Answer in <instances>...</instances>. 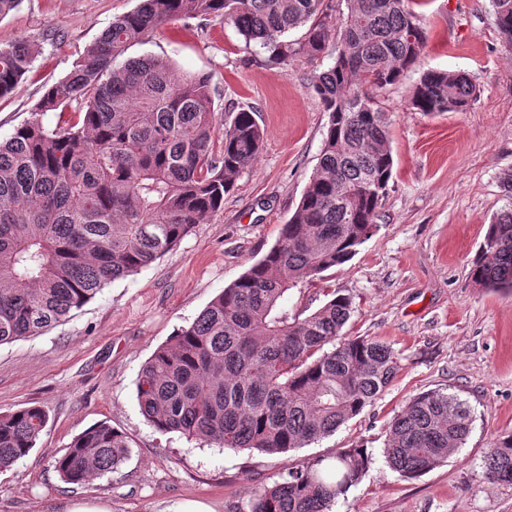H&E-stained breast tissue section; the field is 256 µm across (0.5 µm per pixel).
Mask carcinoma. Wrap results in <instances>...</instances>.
Here are the masks:
<instances>
[{"label": "carcinoma", "instance_id": "1", "mask_svg": "<svg viewBox=\"0 0 512 512\" xmlns=\"http://www.w3.org/2000/svg\"><path fill=\"white\" fill-rule=\"evenodd\" d=\"M413 2L345 0L339 27L334 0H141L112 20L47 90L34 118L0 142V345L67 321L106 285L172 250L221 209L259 157L257 112L241 108L217 132L208 77L151 56L121 60L166 24L221 18L285 68L332 45L333 64L311 76L327 133L278 242L142 366L141 412L162 434L268 454L303 448L359 415L393 381L400 355L376 338L340 339L351 298L332 290L304 316L288 308V295L349 261L374 227L394 165L380 97L418 65L425 46ZM491 5L512 47V0ZM36 52L26 39L0 47V98L14 92ZM475 95L469 75L427 70L408 105L462 111ZM49 111L58 112L52 129L40 118ZM470 273L512 290V210L488 225ZM46 424L38 407L0 413V471L36 447ZM471 426L458 396L419 393L389 425L386 461L406 478L421 476L460 448ZM130 448L102 422L52 464L63 482L82 486L117 471ZM371 464L358 446L292 466L256 489L249 512H330ZM485 464L490 479L512 485V431L493 442Z\"/></svg>", "mask_w": 512, "mask_h": 512}]
</instances>
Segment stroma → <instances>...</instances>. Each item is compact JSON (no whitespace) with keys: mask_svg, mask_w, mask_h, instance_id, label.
Masks as SVG:
<instances>
[{"mask_svg":"<svg viewBox=\"0 0 512 512\" xmlns=\"http://www.w3.org/2000/svg\"><path fill=\"white\" fill-rule=\"evenodd\" d=\"M138 4L22 0L1 17L0 46L24 38L39 54L0 100V141L33 118L47 89L112 19ZM422 11L420 63L381 100L394 166L375 226L351 260L289 297L312 312L325 289L349 296L354 311L344 336L374 337L399 351L393 382L335 434L281 454L163 435L142 415V365L276 244L319 162L328 126L309 77L332 65L330 53L285 69L222 19L180 20L129 56L207 76L217 115L254 108L263 149L222 208L171 251L103 288L69 321L0 346V412L34 406L48 417L37 447L0 472V512H68L77 503L107 512H181L188 501L212 512H248L254 489L278 482L288 467L357 445L371 451L372 464L332 512H512V485L488 479L485 469L492 440L512 431V292L485 288L470 275L489 224L512 209V51L489 0H429ZM427 69L468 74L477 87L471 106L440 114L407 106L409 89ZM435 390L467 404L471 433L447 462L401 478L383 456L388 423L411 397ZM100 422L130 438L129 459L84 486L62 482L53 454Z\"/></svg>","mask_w":512,"mask_h":512,"instance_id":"35a3bbf8","label":"stroma"}]
</instances>
